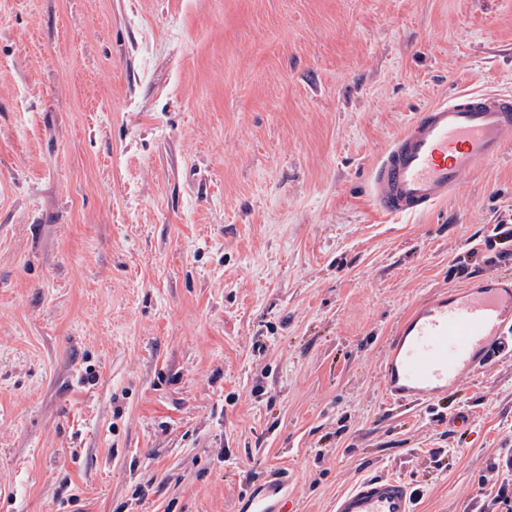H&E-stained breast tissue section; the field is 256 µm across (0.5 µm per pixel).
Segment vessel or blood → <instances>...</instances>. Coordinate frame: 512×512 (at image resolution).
I'll return each instance as SVG.
<instances>
[{
  "label": "vessel or blood",
  "instance_id": "obj_1",
  "mask_svg": "<svg viewBox=\"0 0 512 512\" xmlns=\"http://www.w3.org/2000/svg\"><path fill=\"white\" fill-rule=\"evenodd\" d=\"M511 144L512 94L455 91L417 113L376 162L372 207L381 216L427 211ZM511 334L510 275L421 304L389 338L387 400L428 401L456 388L498 358ZM332 512H414V492L398 476L366 477L337 496Z\"/></svg>",
  "mask_w": 512,
  "mask_h": 512
}]
</instances>
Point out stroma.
Masks as SVG:
<instances>
[{"label":"stroma","instance_id":"stroma-1","mask_svg":"<svg viewBox=\"0 0 512 512\" xmlns=\"http://www.w3.org/2000/svg\"><path fill=\"white\" fill-rule=\"evenodd\" d=\"M512 92V0H0V512H512V356L387 404L388 338L512 273V151L380 217L422 109ZM470 412L461 429L448 418ZM414 491L394 475L365 477L336 497L332 512H414Z\"/></svg>","mask_w":512,"mask_h":512}]
</instances>
